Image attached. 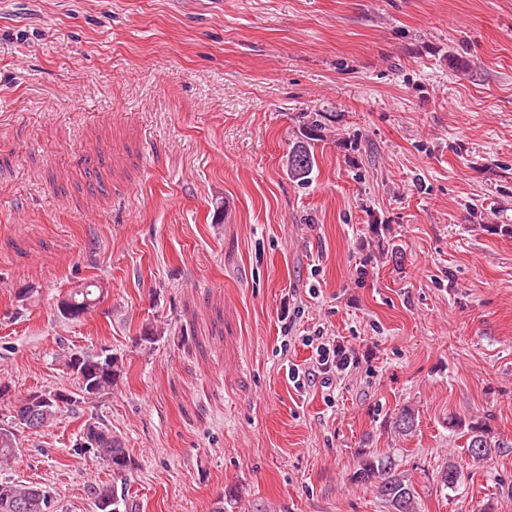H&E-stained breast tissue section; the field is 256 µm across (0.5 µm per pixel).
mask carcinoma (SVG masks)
I'll list each match as a JSON object with an SVG mask.
<instances>
[{
	"label": "carcinoma",
	"mask_w": 512,
	"mask_h": 512,
	"mask_svg": "<svg viewBox=\"0 0 512 512\" xmlns=\"http://www.w3.org/2000/svg\"><path fill=\"white\" fill-rule=\"evenodd\" d=\"M336 121V113L317 109L305 113L299 124L295 141L289 145L283 159L288 177L300 185L312 181L317 167L315 145L323 140L324 132L329 124ZM94 283H89L69 295L74 302L71 318L85 314L95 302L92 290ZM102 357L89 353L80 365L85 386L81 391L95 396L103 395L112 390V386L123 374V364L115 357L98 366ZM61 405L54 403L46 413L39 415L37 423H32V409L27 400L23 399L16 407V416L20 424L29 429H39L50 424ZM417 419L415 409L408 404L403 405L393 418V430L399 435H409L415 431ZM467 428V454L476 462L486 461L492 454L500 450L499 441L493 439L486 424L476 421L468 425L455 416L448 417V431L454 433ZM87 439L95 447L96 456L111 469L116 482L110 486L92 485L89 488L92 498H97L102 491L110 492L112 506L110 512H133V504L128 499L127 473L132 467L130 456L121 443L102 430H88ZM18 448L12 428L0 425V469L8 468L17 460ZM461 479L456 463L446 462L438 472V481L445 489L454 490ZM353 484L368 486L379 483L378 492L387 504L390 512H419L416 501L415 487L406 475L398 471L395 457L389 453L370 452L359 464V468L351 477ZM0 512H51V494L49 491L33 485H27L14 479L0 480Z\"/></svg>",
	"instance_id": "cac0c4a2"
}]
</instances>
